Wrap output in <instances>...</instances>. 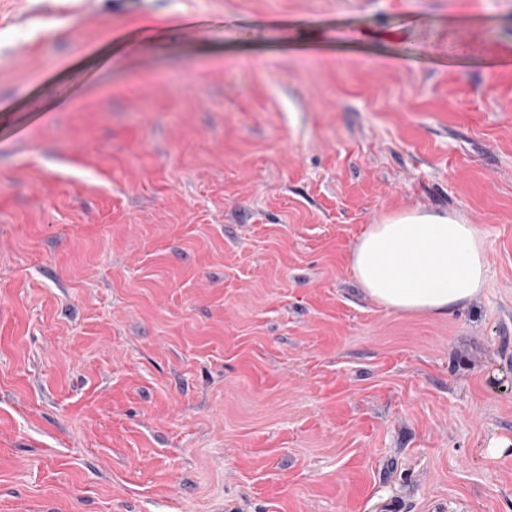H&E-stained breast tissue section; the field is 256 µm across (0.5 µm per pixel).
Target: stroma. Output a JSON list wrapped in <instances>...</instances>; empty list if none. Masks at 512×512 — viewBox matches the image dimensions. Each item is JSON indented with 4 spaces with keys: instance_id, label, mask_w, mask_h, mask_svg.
I'll return each mask as SVG.
<instances>
[{
    "instance_id": "1",
    "label": "stroma",
    "mask_w": 512,
    "mask_h": 512,
    "mask_svg": "<svg viewBox=\"0 0 512 512\" xmlns=\"http://www.w3.org/2000/svg\"><path fill=\"white\" fill-rule=\"evenodd\" d=\"M1 55L0 512H512V0H0ZM412 211L485 244L448 314L351 270Z\"/></svg>"
}]
</instances>
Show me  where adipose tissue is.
<instances>
[{
  "label": "adipose tissue",
  "instance_id": "obj_1",
  "mask_svg": "<svg viewBox=\"0 0 512 512\" xmlns=\"http://www.w3.org/2000/svg\"><path fill=\"white\" fill-rule=\"evenodd\" d=\"M366 292L404 314L443 315L486 284L484 244L474 225L409 212L369 225L349 258Z\"/></svg>",
  "mask_w": 512,
  "mask_h": 512
}]
</instances>
